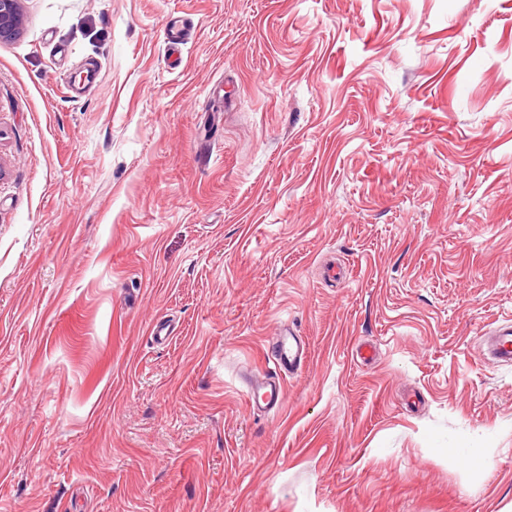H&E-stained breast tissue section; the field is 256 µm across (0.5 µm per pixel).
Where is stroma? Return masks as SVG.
<instances>
[{
  "label": "stroma",
  "mask_w": 512,
  "mask_h": 512,
  "mask_svg": "<svg viewBox=\"0 0 512 512\" xmlns=\"http://www.w3.org/2000/svg\"><path fill=\"white\" fill-rule=\"evenodd\" d=\"M20 8L0 512H512V0ZM482 342L488 355L499 362L512 364V320L487 332ZM304 354V344L299 336L289 330L280 329L277 336H275L271 353L275 369H277V366L288 368V370L300 367ZM266 371L257 377L248 390V399L253 408L264 412H275L280 409L284 401L283 388L279 378Z\"/></svg>",
  "instance_id": "1"
}]
</instances>
